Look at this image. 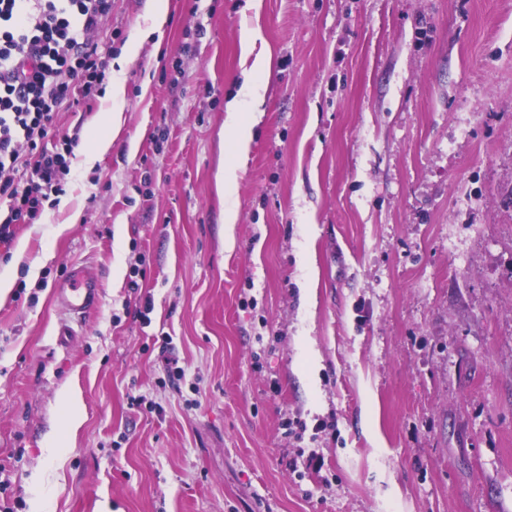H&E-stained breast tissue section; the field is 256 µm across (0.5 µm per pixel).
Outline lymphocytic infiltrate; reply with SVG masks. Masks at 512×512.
<instances>
[{
	"label": "lymphocytic infiltrate",
	"mask_w": 512,
	"mask_h": 512,
	"mask_svg": "<svg viewBox=\"0 0 512 512\" xmlns=\"http://www.w3.org/2000/svg\"><path fill=\"white\" fill-rule=\"evenodd\" d=\"M111 18L112 0H0V242L64 191L78 138L55 116L94 102Z\"/></svg>",
	"instance_id": "1"
}]
</instances>
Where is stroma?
<instances>
[{
    "label": "stroma",
    "instance_id": "1",
    "mask_svg": "<svg viewBox=\"0 0 512 512\" xmlns=\"http://www.w3.org/2000/svg\"><path fill=\"white\" fill-rule=\"evenodd\" d=\"M136 25L110 150L105 92L61 111L64 196L0 244V512H512V0H114L113 57ZM124 94L123 81L113 79L107 96L114 105L111 106L110 112L105 114L103 125L93 129L90 133V148L85 153L84 160L86 164L94 163L98 156L107 153L111 148L113 138L123 125L124 109L122 102ZM240 101L237 97L229 100L226 104L227 119L225 129H227L233 138L235 151L239 156L244 155L249 148L252 140L253 124L250 120L243 122L239 118ZM57 302L74 317L81 318L97 306L98 281L79 265L71 266L63 283L55 288ZM63 400L67 405V413L65 417V426L59 430L54 432L48 439V444L50 448H45L48 452H60L63 447L62 441L66 436V430L77 426L83 421V413L80 407L78 400L73 397L67 390L63 391L62 394Z\"/></svg>",
    "mask_w": 512,
    "mask_h": 512
}]
</instances>
